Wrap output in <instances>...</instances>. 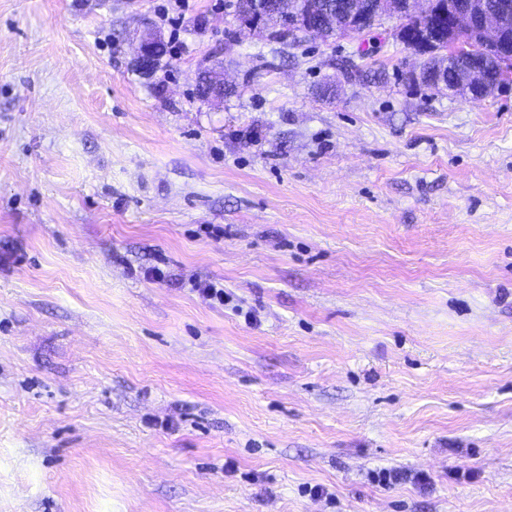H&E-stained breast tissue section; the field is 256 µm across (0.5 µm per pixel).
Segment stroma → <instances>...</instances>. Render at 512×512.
Instances as JSON below:
<instances>
[{
    "label": "stroma",
    "instance_id": "1",
    "mask_svg": "<svg viewBox=\"0 0 512 512\" xmlns=\"http://www.w3.org/2000/svg\"><path fill=\"white\" fill-rule=\"evenodd\" d=\"M168 5L0 0V512H512V90Z\"/></svg>",
    "mask_w": 512,
    "mask_h": 512
}]
</instances>
